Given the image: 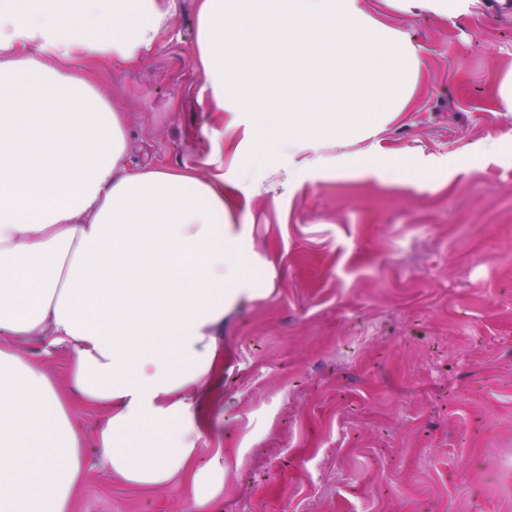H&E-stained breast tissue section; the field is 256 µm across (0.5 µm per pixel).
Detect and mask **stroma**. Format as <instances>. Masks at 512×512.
I'll return each instance as SVG.
<instances>
[{"label": "stroma", "instance_id": "35a3bbf8", "mask_svg": "<svg viewBox=\"0 0 512 512\" xmlns=\"http://www.w3.org/2000/svg\"><path fill=\"white\" fill-rule=\"evenodd\" d=\"M177 3L145 60L92 77L131 158L222 171L227 220L262 260L267 291L224 316V410L198 452H224L213 512H512V10L359 0L413 46L409 98L335 171L291 178L259 159L250 113L207 111L198 0ZM364 157L430 176L385 185ZM85 457L77 512H184V487L142 492Z\"/></svg>", "mask_w": 512, "mask_h": 512}]
</instances>
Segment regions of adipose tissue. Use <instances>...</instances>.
Masks as SVG:
<instances>
[{"mask_svg":"<svg viewBox=\"0 0 512 512\" xmlns=\"http://www.w3.org/2000/svg\"><path fill=\"white\" fill-rule=\"evenodd\" d=\"M359 0H200L208 109L278 113L281 156L332 168L336 150L406 97L411 44ZM175 0H0V512H76L84 450L145 491L185 487L188 512L224 495L197 463L211 427L224 315L258 287L223 177L130 165L120 113L84 67L135 63ZM69 354L56 380L24 353ZM98 411L93 434L78 408Z\"/></svg>","mask_w":512,"mask_h":512,"instance_id":"adipose-tissue-1","label":"adipose tissue"}]
</instances>
